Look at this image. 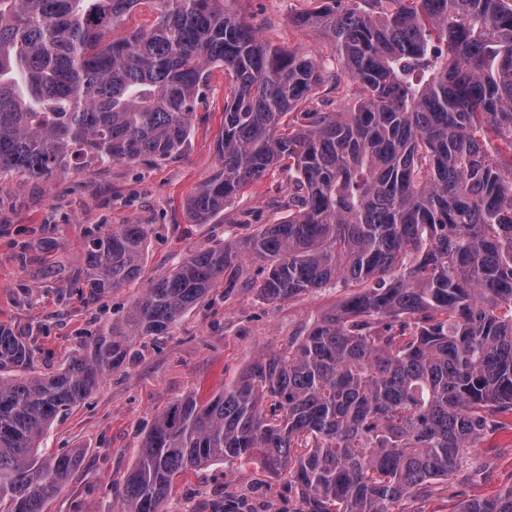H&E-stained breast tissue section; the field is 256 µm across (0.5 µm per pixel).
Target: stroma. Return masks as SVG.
<instances>
[{
  "label": "stroma",
  "instance_id": "1",
  "mask_svg": "<svg viewBox=\"0 0 512 512\" xmlns=\"http://www.w3.org/2000/svg\"><path fill=\"white\" fill-rule=\"evenodd\" d=\"M318 0H230L228 7L271 46L334 67L333 49L296 15ZM223 75H213L198 104L194 131L176 154L92 169L70 168L53 180H0V325L35 349V367L51 374L68 363L106 321L124 317L149 279L171 270L188 252L240 237L288 217V174L274 169L248 185L209 223H195L186 200L220 167L217 140L224 118ZM119 224H142L148 251L142 276L88 300L77 280L92 234ZM259 265L244 262L235 288H216L165 336H139L123 366L85 401L60 414L40 453L73 448L83 455L46 512H116L117 491L157 414L188 395L206 400L233 383L257 358L287 352L292 337L340 300L331 285L271 304L255 290ZM512 487V431L483 440L467 453L453 479L432 483L426 495L406 496L393 512H456L460 502ZM251 512H298L300 499L286 476L260 464L227 462L180 477L163 512H223L225 498Z\"/></svg>",
  "mask_w": 512,
  "mask_h": 512
}]
</instances>
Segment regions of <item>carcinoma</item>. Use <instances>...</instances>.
<instances>
[{"mask_svg":"<svg viewBox=\"0 0 512 512\" xmlns=\"http://www.w3.org/2000/svg\"><path fill=\"white\" fill-rule=\"evenodd\" d=\"M156 2L150 29L109 40L140 0H0V179L171 156L221 67V169L188 213L206 224L282 166L288 219L189 253L53 374L0 326V512H45L83 453L39 455L54 420L245 259L271 304L359 291L288 355L160 413L119 512H160L179 476L224 461L287 473L301 512H392L512 413V0H328L297 23L330 38L334 73L265 45L228 0ZM344 76L342 110L312 106ZM146 252L141 224L93 237L89 299L139 279ZM457 512H512V487Z\"/></svg>","mask_w":512,"mask_h":512,"instance_id":"cac0c4a2","label":"carcinoma"}]
</instances>
